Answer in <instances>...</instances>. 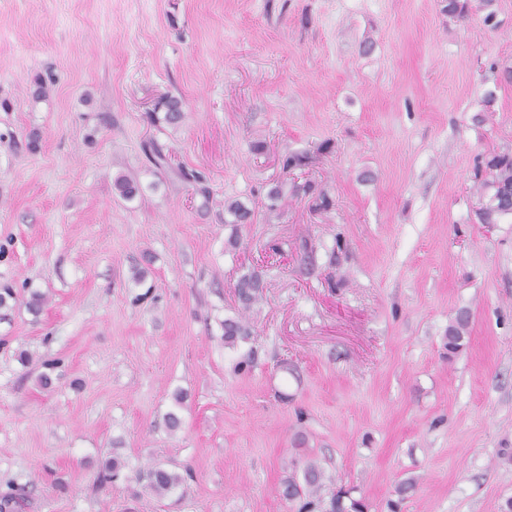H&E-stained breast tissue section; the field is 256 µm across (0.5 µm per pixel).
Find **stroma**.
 Returning a JSON list of instances; mask_svg holds the SVG:
<instances>
[{"mask_svg":"<svg viewBox=\"0 0 512 512\" xmlns=\"http://www.w3.org/2000/svg\"><path fill=\"white\" fill-rule=\"evenodd\" d=\"M471 5L0 0V491L26 512H297L279 484L311 461L323 500L367 512H512V217L481 223L476 178L512 153L490 70L512 67V0L493 30ZM288 154L329 209L269 210ZM228 199L253 223H225ZM228 318L250 331L233 347ZM158 464L185 474L173 494L138 482ZM238 289H241V297L245 307L250 308L253 304L257 303L261 299V277L256 271L244 274L237 285Z\"/></svg>","mask_w":512,"mask_h":512,"instance_id":"1","label":"stroma"}]
</instances>
